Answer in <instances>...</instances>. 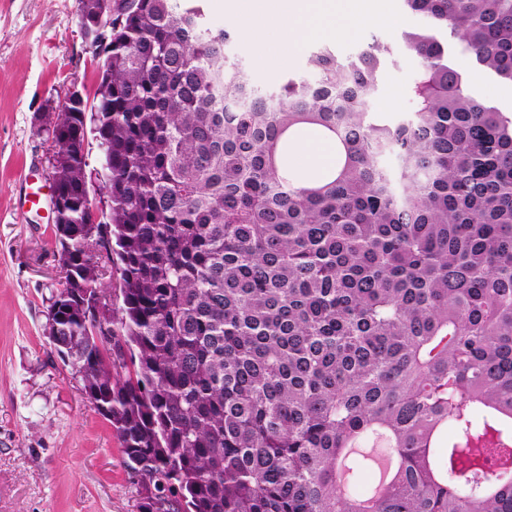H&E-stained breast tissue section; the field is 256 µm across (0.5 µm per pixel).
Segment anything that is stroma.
<instances>
[{"mask_svg": "<svg viewBox=\"0 0 512 512\" xmlns=\"http://www.w3.org/2000/svg\"><path fill=\"white\" fill-rule=\"evenodd\" d=\"M391 3L403 27L369 23L330 43L342 62L375 40L388 47L369 103L385 123L412 109L407 89L420 60L403 34L423 24L405 13L402 0ZM78 12L79 0H0V512H142L141 487L118 438L46 334L49 298L62 286L52 243L47 129L70 87L92 96L97 77ZM320 45L317 39L299 44L277 71L241 44L226 53L255 86L272 92L282 77L312 78L309 59ZM448 63L466 75L473 96L512 111V83L477 68L471 51L452 46Z\"/></svg>", "mask_w": 512, "mask_h": 512, "instance_id": "1", "label": "stroma"}]
</instances>
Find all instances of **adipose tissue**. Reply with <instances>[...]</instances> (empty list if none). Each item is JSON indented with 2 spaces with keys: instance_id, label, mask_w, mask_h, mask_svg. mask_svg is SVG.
I'll return each mask as SVG.
<instances>
[{
  "instance_id": "1",
  "label": "adipose tissue",
  "mask_w": 512,
  "mask_h": 512,
  "mask_svg": "<svg viewBox=\"0 0 512 512\" xmlns=\"http://www.w3.org/2000/svg\"><path fill=\"white\" fill-rule=\"evenodd\" d=\"M230 16L239 20L243 45L272 69L285 66L290 50L305 38L340 40L355 27L379 20L400 25L383 0H230ZM289 169L316 175L336 162V146L314 135L299 138L284 158Z\"/></svg>"
}]
</instances>
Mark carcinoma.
<instances>
[{
	"instance_id": "carcinoma-1",
	"label": "carcinoma",
	"mask_w": 512,
	"mask_h": 512,
	"mask_svg": "<svg viewBox=\"0 0 512 512\" xmlns=\"http://www.w3.org/2000/svg\"><path fill=\"white\" fill-rule=\"evenodd\" d=\"M200 0H129L88 132L112 151L111 246L71 193L61 267L122 304L112 345L58 323L84 391L164 512H512V112L475 99L448 37L512 82V0H402L412 118L372 120L387 48L263 94ZM336 140L305 182L291 137ZM55 137L57 178H89ZM372 440L382 451L364 455Z\"/></svg>"
}]
</instances>
